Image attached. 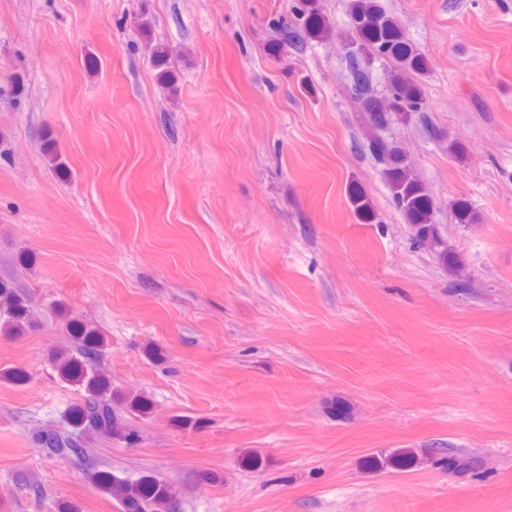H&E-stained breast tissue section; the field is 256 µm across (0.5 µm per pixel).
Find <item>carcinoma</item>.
<instances>
[{"mask_svg":"<svg viewBox=\"0 0 512 512\" xmlns=\"http://www.w3.org/2000/svg\"><path fill=\"white\" fill-rule=\"evenodd\" d=\"M353 18L357 38L349 41L360 47L348 50L344 59L349 72L350 96L370 113L372 125L380 127L393 115L407 120L422 109V99L416 84L399 79L393 87L390 103L378 99L370 83L368 56L393 58L414 71H423L424 62L411 51L402 39L397 24L385 16L374 0H356ZM374 149L386 157L388 185L398 208L409 221L414 241L434 252L443 262L459 268L454 251L430 223L432 199L406 164L396 148L384 149L376 137H371ZM0 328L11 334H20L30 324L27 299L20 294L14 282L0 280ZM68 335L75 338V352L61 353L54 362L60 376L86 391L84 402L68 412V426L46 427L36 433V443L49 456L71 461L86 460L93 454L88 447L91 437L118 440L128 445L139 439L138 430L124 417L128 413L142 417L150 413L151 403L140 394L126 393L116 397L112 385L99 372L97 365L103 357L105 342L99 332L76 320H65ZM86 479L102 488L120 506L121 512H176L174 486L162 479L141 477L132 480L92 467L84 469Z\"/></svg>","mask_w":512,"mask_h":512,"instance_id":"1","label":"carcinoma"}]
</instances>
